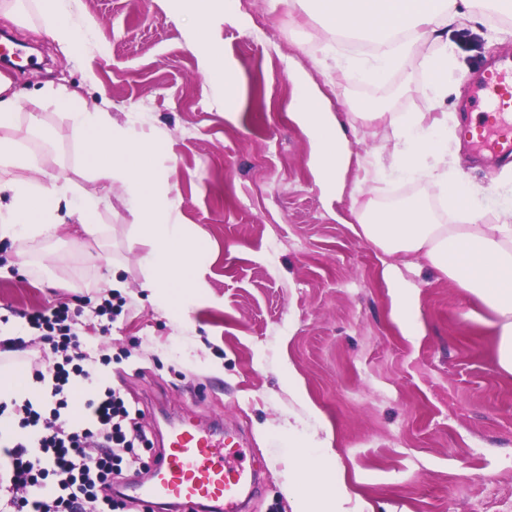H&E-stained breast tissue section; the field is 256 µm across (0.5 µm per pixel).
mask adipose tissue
<instances>
[{"mask_svg": "<svg viewBox=\"0 0 512 512\" xmlns=\"http://www.w3.org/2000/svg\"><path fill=\"white\" fill-rule=\"evenodd\" d=\"M25 2L70 60L80 62L77 48L83 35L76 18L81 0H0V17L16 19ZM475 2L290 0L293 7L316 15L327 34L373 40L370 55L337 60V71L347 76L384 79L395 62L414 54L423 43H432L434 52L427 63L435 76L424 93L436 104L447 98L445 76L458 64L448 29ZM223 4L224 0H182L186 20L206 46L204 68L209 82L229 94L237 84L236 76L225 68L220 45L207 34L213 11ZM288 75L298 82L296 110L311 142L312 167L326 188L343 191L351 162L345 129L338 117L323 110L315 84L302 80L296 68H289ZM20 97L12 80L0 74V128L5 131L0 138V241L47 238L67 222L81 225L88 233L99 229L97 200L81 194L68 177L49 174L38 180L3 175L8 168H35L34 158L22 150L13 133L24 125H40L39 110L49 101L68 110L75 133L87 143L84 165L96 178L120 185L131 203L133 222L149 246L142 289L153 293L161 288L177 295L194 288L192 269L200 252L173 220L175 202L163 190L167 178L154 165L156 137L116 123L111 113L64 85L51 89L48 99L33 97L28 113L23 112ZM390 122L397 131L394 173L406 179H427L439 197L447 199L465 219L457 224L440 223L422 198L395 208L370 202L355 211L354 219L363 237L384 254L423 259L493 312L497 366L512 375V204L497 210L495 223H483L475 191L451 181L455 158L448 152L447 117L413 112L391 117Z\"/></svg>", "mask_w": 512, "mask_h": 512, "instance_id": "1", "label": "adipose tissue"}]
</instances>
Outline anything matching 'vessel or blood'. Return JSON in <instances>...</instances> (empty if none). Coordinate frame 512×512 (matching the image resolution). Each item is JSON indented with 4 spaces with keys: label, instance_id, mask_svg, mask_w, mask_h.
<instances>
[{
    "label": "vessel or blood",
    "instance_id": "1",
    "mask_svg": "<svg viewBox=\"0 0 512 512\" xmlns=\"http://www.w3.org/2000/svg\"><path fill=\"white\" fill-rule=\"evenodd\" d=\"M462 105L461 133L478 161L512 162V55L485 64ZM242 444L187 418L171 424L150 469L128 485L153 512H244L256 493Z\"/></svg>",
    "mask_w": 512,
    "mask_h": 512
}]
</instances>
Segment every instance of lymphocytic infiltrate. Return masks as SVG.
Listing matches in <instances>:
<instances>
[{
    "mask_svg": "<svg viewBox=\"0 0 512 512\" xmlns=\"http://www.w3.org/2000/svg\"><path fill=\"white\" fill-rule=\"evenodd\" d=\"M24 320L55 362L46 370L36 363L30 369L45 386L42 407L28 400L0 402V421L15 430L6 449L13 512H124L127 502L113 495L110 478L127 453L149 442L141 410L107 385L85 400L83 417H69L73 380H93L81 365L84 354L69 306L28 313Z\"/></svg>",
    "mask_w": 512,
    "mask_h": 512,
    "instance_id": "obj_1",
    "label": "lymphocytic infiltrate"
}]
</instances>
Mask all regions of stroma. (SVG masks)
I'll return each instance as SVG.
<instances>
[{
    "instance_id": "1",
    "label": "stroma",
    "mask_w": 512,
    "mask_h": 512,
    "mask_svg": "<svg viewBox=\"0 0 512 512\" xmlns=\"http://www.w3.org/2000/svg\"><path fill=\"white\" fill-rule=\"evenodd\" d=\"M95 24L84 62H69L39 21L1 20L0 30L38 57L9 75L23 94L38 75L77 89L118 123L137 122L160 140L159 165L178 200L174 218L203 250L193 291L147 297L140 243L119 189L95 180L80 161L84 144L63 110L44 111V128L24 138L40 166L71 177L100 200V233L60 225L54 237L21 242L26 266L8 265L0 245V334L23 331L20 311L69 303L81 309V348L109 358L107 383L143 410L151 437L175 416L243 432L261 488L250 512H512V376L496 366L495 317L428 264L401 267L413 285L418 340L393 319L396 297L383 278L387 255L357 232L367 199L391 205L432 199L426 181L386 179L356 189L358 158L390 165L396 131L367 112H426L422 92L430 46L402 59L384 82L334 75L321 60L351 52L314 18L270 0H231L210 22L227 69L240 77L232 98L208 82L176 0H81ZM512 21L473 9L454 25L465 38L452 71L448 144L458 177L480 189L488 212L503 197L505 170L474 160L455 133L466 77L512 53L492 30ZM305 71L341 122L355 125L354 158L340 201L326 202L310 144L292 118L297 89L289 66ZM114 261L124 290L107 333L96 313L98 285ZM302 437L319 458L326 489L289 498L285 487ZM349 496L333 498L331 487Z\"/></svg>"
}]
</instances>
